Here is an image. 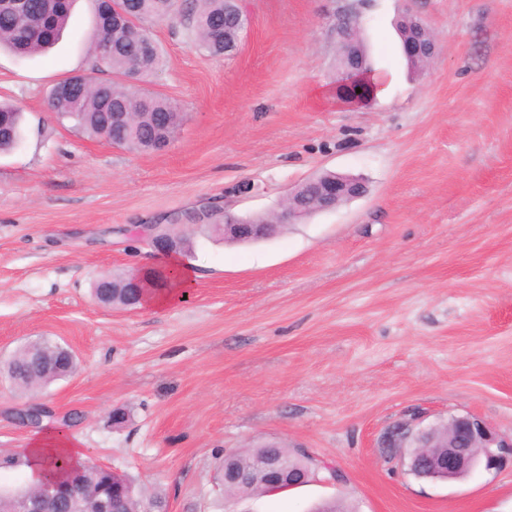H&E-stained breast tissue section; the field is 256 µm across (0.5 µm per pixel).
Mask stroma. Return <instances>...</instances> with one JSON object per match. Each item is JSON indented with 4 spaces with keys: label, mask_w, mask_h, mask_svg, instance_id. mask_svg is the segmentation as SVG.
Instances as JSON below:
<instances>
[{
    "label": "stroma",
    "mask_w": 512,
    "mask_h": 512,
    "mask_svg": "<svg viewBox=\"0 0 512 512\" xmlns=\"http://www.w3.org/2000/svg\"><path fill=\"white\" fill-rule=\"evenodd\" d=\"M350 0H239L233 53L201 49L180 12L144 27L161 55L145 89L183 114L163 150L90 137L48 108L53 85L96 76L94 0H74L43 55L0 51V100L28 131L0 155V360L49 338L77 371L37 397L69 417L85 457L158 487L169 512H512V466L463 481L413 476L381 442L402 419L473 414L512 436V0H366L360 37L384 98L336 96V18ZM434 35L411 72L396 24ZM325 171L368 193L252 245L195 235L187 299L98 305L95 281L154 265L140 224L221 208L278 210ZM251 194H240L242 184ZM23 398L0 374V449L29 447ZM128 418L115 426L112 410ZM280 442L336 467L229 502L222 454Z\"/></svg>",
    "instance_id": "35a3bbf8"
}]
</instances>
